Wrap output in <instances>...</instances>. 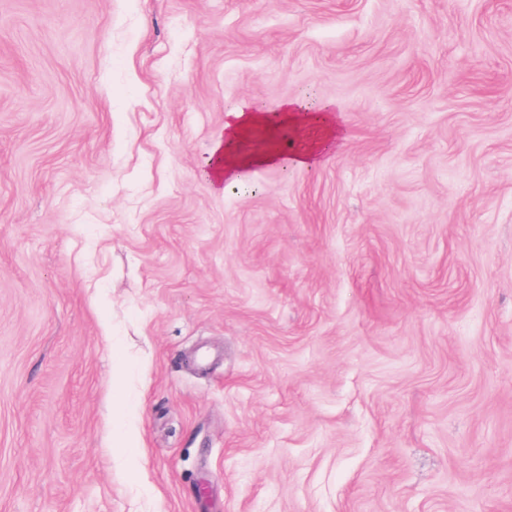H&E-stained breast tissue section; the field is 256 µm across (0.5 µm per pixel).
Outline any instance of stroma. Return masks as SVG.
Masks as SVG:
<instances>
[{
	"mask_svg": "<svg viewBox=\"0 0 512 512\" xmlns=\"http://www.w3.org/2000/svg\"><path fill=\"white\" fill-rule=\"evenodd\" d=\"M0 512H512V0H0ZM229 118L224 134L213 144L207 162L206 174L221 190L225 184L238 181L244 169L274 165L278 158L275 152L267 150L257 149L250 153L241 150V143L252 128L269 123L266 114L255 112L253 105L242 102L229 112ZM319 126L316 136L303 143L292 157V163L298 167L315 166L324 153L333 148L341 139V132L335 123V116L325 111L315 119ZM115 413L119 415L116 428L120 442L117 448L123 453V458L130 466L131 472L139 469V434L136 428V404L127 399L126 394L114 397Z\"/></svg>",
	"mask_w": 512,
	"mask_h": 512,
	"instance_id": "obj_1",
	"label": "stroma"
}]
</instances>
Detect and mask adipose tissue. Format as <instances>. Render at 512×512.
<instances>
[{"label":"adipose tissue","instance_id":"1","mask_svg":"<svg viewBox=\"0 0 512 512\" xmlns=\"http://www.w3.org/2000/svg\"><path fill=\"white\" fill-rule=\"evenodd\" d=\"M266 114L257 112L253 105L243 102L229 113L224 133L214 143L207 162L206 174L216 187L239 180L244 169L252 166L272 165L277 155L267 150L242 152L241 143L246 134L254 127L267 124ZM319 132L303 143L292 157L294 165L299 167L315 166L324 153L333 148L341 138V132L335 123L332 112L319 114L315 119ZM118 418L116 428L119 434V448L131 470L139 468V434L136 428V404L126 396L114 399Z\"/></svg>","mask_w":512,"mask_h":512}]
</instances>
